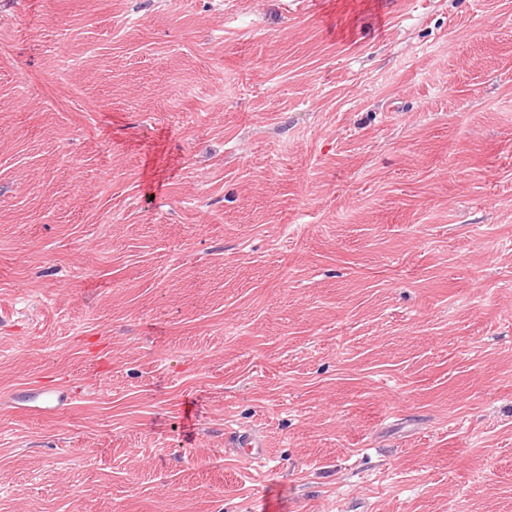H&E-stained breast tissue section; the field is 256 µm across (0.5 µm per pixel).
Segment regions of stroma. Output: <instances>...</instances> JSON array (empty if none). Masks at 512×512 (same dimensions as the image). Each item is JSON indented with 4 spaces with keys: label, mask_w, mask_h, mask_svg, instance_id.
Instances as JSON below:
<instances>
[{
    "label": "stroma",
    "mask_w": 512,
    "mask_h": 512,
    "mask_svg": "<svg viewBox=\"0 0 512 512\" xmlns=\"http://www.w3.org/2000/svg\"><path fill=\"white\" fill-rule=\"evenodd\" d=\"M0 512H512V0H0Z\"/></svg>",
    "instance_id": "35a3bbf8"
}]
</instances>
